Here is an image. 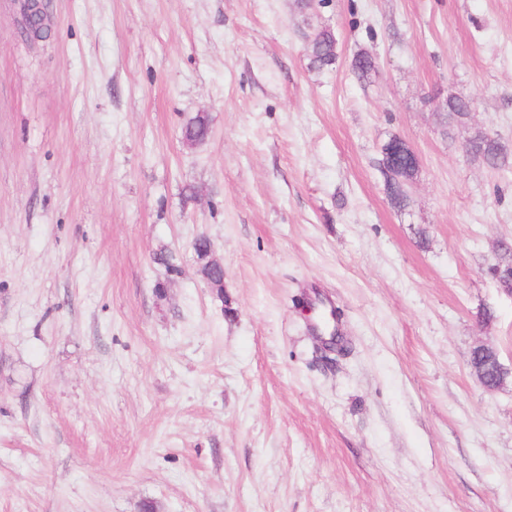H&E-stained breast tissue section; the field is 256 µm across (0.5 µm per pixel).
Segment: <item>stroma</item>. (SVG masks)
Listing matches in <instances>:
<instances>
[{"mask_svg":"<svg viewBox=\"0 0 512 512\" xmlns=\"http://www.w3.org/2000/svg\"><path fill=\"white\" fill-rule=\"evenodd\" d=\"M0 0V512H512V0ZM335 35L310 69L305 36ZM364 53L375 72L355 77ZM472 105L449 130L435 100ZM208 115L210 134L183 129ZM421 166L408 203L377 161ZM207 236L224 288L200 275ZM336 310L342 353L305 312ZM491 319H483V311ZM312 48L309 52L310 67L316 70L329 69L336 63V39L328 29H321L311 35ZM476 135L479 137L480 142L473 156L474 159L481 160L492 169L506 170L509 166L507 146L497 138L484 145L482 134L477 132ZM385 166L393 178L405 177L410 183L418 173L420 161L414 148L397 137L384 151ZM487 352H492L496 356H498V358H499V353H498L497 349L494 346H492L490 344H487V343H482V344L477 345L472 350L471 357H470V366H471L473 372L476 374V376L478 378V381L480 382L481 386L485 390L494 391V390L500 388V386H502L503 384H506L507 383L506 381H508L509 378L510 379L512 378V368H510V369L506 368L502 364L503 374H502L501 383H497L496 385H492V384L487 383L486 380L481 378L480 375L477 372L478 357H479L480 354L487 353ZM499 360H500V358H499Z\"/></svg>","mask_w":512,"mask_h":512,"instance_id":"stroma-1","label":"stroma"}]
</instances>
